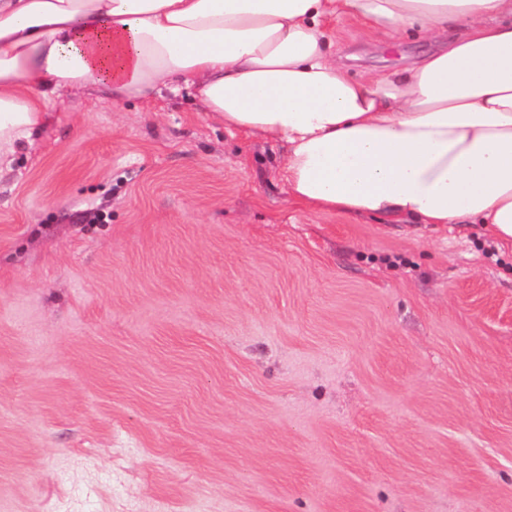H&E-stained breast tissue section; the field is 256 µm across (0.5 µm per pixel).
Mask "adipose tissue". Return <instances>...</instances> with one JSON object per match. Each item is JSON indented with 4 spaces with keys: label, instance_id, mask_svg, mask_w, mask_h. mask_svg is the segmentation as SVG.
Instances as JSON below:
<instances>
[{
    "label": "adipose tissue",
    "instance_id": "adipose-tissue-1",
    "mask_svg": "<svg viewBox=\"0 0 512 512\" xmlns=\"http://www.w3.org/2000/svg\"><path fill=\"white\" fill-rule=\"evenodd\" d=\"M339 16L439 45L354 78L325 32ZM71 88L116 106L189 89L282 144L313 213L474 224L512 250V0H0V170Z\"/></svg>",
    "mask_w": 512,
    "mask_h": 512
}]
</instances>
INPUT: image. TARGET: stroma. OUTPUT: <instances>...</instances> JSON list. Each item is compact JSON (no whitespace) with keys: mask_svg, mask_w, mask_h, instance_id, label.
Returning <instances> with one entry per match:
<instances>
[{"mask_svg":"<svg viewBox=\"0 0 512 512\" xmlns=\"http://www.w3.org/2000/svg\"><path fill=\"white\" fill-rule=\"evenodd\" d=\"M355 76L431 50L352 18ZM0 175V512H512V253L316 215L188 93L70 89Z\"/></svg>","mask_w":512,"mask_h":512,"instance_id":"1","label":"stroma"}]
</instances>
